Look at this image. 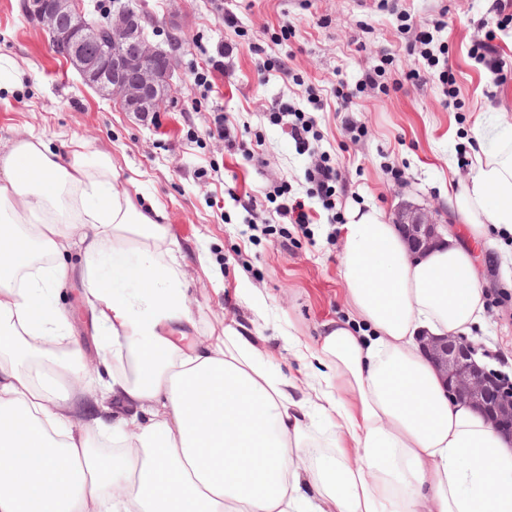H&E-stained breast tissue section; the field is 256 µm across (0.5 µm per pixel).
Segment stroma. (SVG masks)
<instances>
[{
	"label": "stroma",
	"mask_w": 512,
	"mask_h": 512,
	"mask_svg": "<svg viewBox=\"0 0 512 512\" xmlns=\"http://www.w3.org/2000/svg\"><path fill=\"white\" fill-rule=\"evenodd\" d=\"M150 22V43L178 37L174 96L154 121L141 120L86 86L59 58L48 34L27 20L23 0H0V144L30 136L52 148L78 141L107 156L116 185L140 206L163 208L189 281L196 339L229 321L256 324L266 348L288 354L287 335L313 342L321 324L346 316L341 227L332 212L402 204L430 210L446 223L451 184L472 175L474 132L512 130V81L468 57L492 42L512 73V27L491 33L493 0H125ZM233 25H225V18ZM289 36H282V28ZM432 42L416 39L419 29ZM278 61L259 72L260 56ZM447 51L453 95L439 83L404 82L423 52ZM380 86L362 88L365 74ZM211 86H203L202 77ZM353 91L348 111L336 90ZM315 120L316 153L286 130L290 111ZM230 119L235 146L209 137L216 113ZM341 172L335 211L311 193L308 173L321 160ZM300 199L307 233L278 213L283 196ZM471 245L487 291L484 319L468 335L485 368L512 375V236L491 230ZM206 252L207 265L197 261ZM264 299L255 315L240 287Z\"/></svg>",
	"instance_id": "35a3bbf8"
}]
</instances>
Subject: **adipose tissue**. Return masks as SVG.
<instances>
[{
  "label": "adipose tissue",
  "instance_id": "obj_1",
  "mask_svg": "<svg viewBox=\"0 0 512 512\" xmlns=\"http://www.w3.org/2000/svg\"><path fill=\"white\" fill-rule=\"evenodd\" d=\"M451 198L474 240L512 230V133H475ZM164 214L74 143L0 157V512H512V437L451 397L417 338L464 334L485 290L454 235L410 257L397 225L353 207L350 311L288 347L298 375L238 324L202 341ZM80 250L105 356L84 359L54 290Z\"/></svg>",
  "mask_w": 512,
  "mask_h": 512
}]
</instances>
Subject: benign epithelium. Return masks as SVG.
<instances>
[{"label": "benign epithelium", "instance_id": "obj_1", "mask_svg": "<svg viewBox=\"0 0 512 512\" xmlns=\"http://www.w3.org/2000/svg\"><path fill=\"white\" fill-rule=\"evenodd\" d=\"M28 18L46 30L57 55L72 64L85 83L120 102L129 112L148 116L159 110L171 91L174 55L144 36L145 14L124 9L109 21L112 52L97 46L98 21L84 10L80 0H26ZM410 253L420 256L445 242L443 232L452 224H440L428 210L403 206L395 211ZM423 350L449 387L450 394L481 411L494 429L512 435V397L499 390L494 376L472 358L470 343L448 334L420 336Z\"/></svg>", "mask_w": 512, "mask_h": 512}]
</instances>
